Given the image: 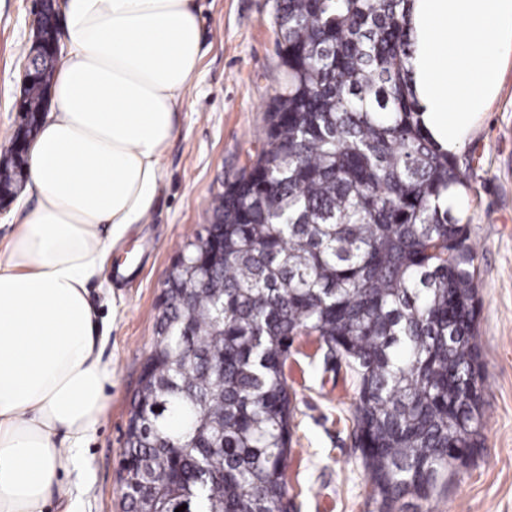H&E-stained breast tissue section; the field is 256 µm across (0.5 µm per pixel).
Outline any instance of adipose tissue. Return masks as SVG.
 Listing matches in <instances>:
<instances>
[{
  "mask_svg": "<svg viewBox=\"0 0 512 512\" xmlns=\"http://www.w3.org/2000/svg\"><path fill=\"white\" fill-rule=\"evenodd\" d=\"M68 49L27 152L36 203L0 252V512H43L112 383L88 288L146 223L201 59L192 0H63ZM406 66L423 132L456 152L512 53V0H413Z\"/></svg>",
  "mask_w": 512,
  "mask_h": 512,
  "instance_id": "obj_1",
  "label": "adipose tissue"
}]
</instances>
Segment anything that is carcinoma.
Returning a JSON list of instances; mask_svg holds the SVG:
<instances>
[{"label":"carcinoma","instance_id":"1","mask_svg":"<svg viewBox=\"0 0 512 512\" xmlns=\"http://www.w3.org/2000/svg\"><path fill=\"white\" fill-rule=\"evenodd\" d=\"M411 4L276 0L284 81L255 160L180 249L192 292L165 284L122 449L129 512H281L285 368L302 335L356 378L353 436L379 512L446 492L481 445L478 253L440 204L468 182L420 126ZM53 71L25 86L35 130ZM15 144L3 192L22 168Z\"/></svg>","mask_w":512,"mask_h":512}]
</instances>
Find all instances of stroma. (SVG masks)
Returning a JSON list of instances; mask_svg holds the SVG:
<instances>
[{
  "instance_id": "obj_1",
  "label": "stroma",
  "mask_w": 512,
  "mask_h": 512,
  "mask_svg": "<svg viewBox=\"0 0 512 512\" xmlns=\"http://www.w3.org/2000/svg\"><path fill=\"white\" fill-rule=\"evenodd\" d=\"M202 58L162 160L163 181L147 223L112 250L89 288L99 343L112 365L103 416L78 458L77 512H123L120 452L151 350L173 260L210 216L213 196L259 148L253 133L283 80L275 0H195ZM34 0H0V155L22 116L24 56ZM471 189L462 219L478 253L477 344L483 443L443 496L421 512H512V60L497 96L459 150ZM286 375L294 407L287 468L289 512H377L351 438L355 380L326 368L312 336L296 337Z\"/></svg>"
}]
</instances>
